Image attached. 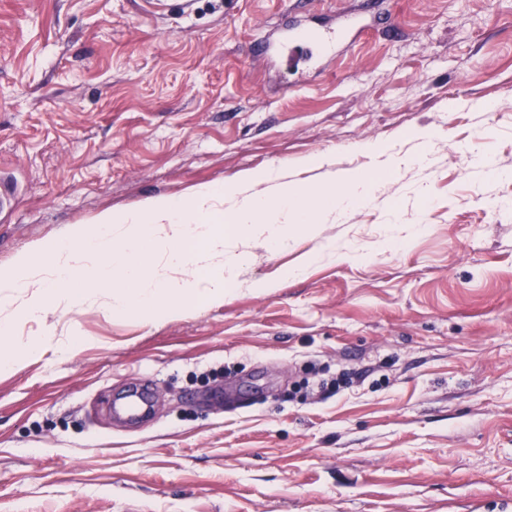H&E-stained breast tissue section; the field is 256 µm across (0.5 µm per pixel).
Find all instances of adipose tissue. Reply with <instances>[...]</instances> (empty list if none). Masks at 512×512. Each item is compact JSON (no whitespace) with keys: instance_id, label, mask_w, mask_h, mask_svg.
<instances>
[{"instance_id":"ef3b65f1","label":"adipose tissue","mask_w":512,"mask_h":512,"mask_svg":"<svg viewBox=\"0 0 512 512\" xmlns=\"http://www.w3.org/2000/svg\"><path fill=\"white\" fill-rule=\"evenodd\" d=\"M376 173H331L321 188L286 180L282 169L249 170L237 179L193 187L183 197H158L126 210H106L78 224L45 252L19 256L0 271V334L19 320L44 322L51 307L105 296L109 314L130 311L163 319L223 303L238 288L246 246H282V226L316 230L368 203ZM236 228L226 237L223 222ZM241 245L226 254L228 242Z\"/></svg>"}]
</instances>
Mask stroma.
Listing matches in <instances>:
<instances>
[{
    "instance_id": "35a3bbf8",
    "label": "stroma",
    "mask_w": 512,
    "mask_h": 512,
    "mask_svg": "<svg viewBox=\"0 0 512 512\" xmlns=\"http://www.w3.org/2000/svg\"><path fill=\"white\" fill-rule=\"evenodd\" d=\"M177 5L0 0V268L247 169L319 185L370 169L363 143L428 163L255 250L224 304L153 321L86 303L0 335L51 331L0 371V512H512V0ZM348 14L362 33L301 73L257 49ZM320 153L330 169L303 168ZM409 224L424 230L383 247ZM324 239L362 261L317 257ZM144 380L152 420L115 422Z\"/></svg>"
}]
</instances>
